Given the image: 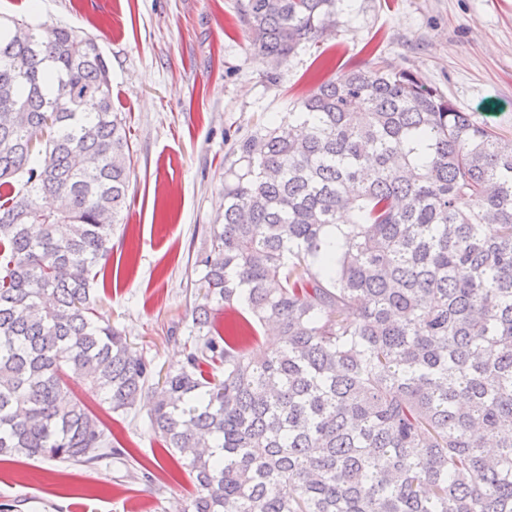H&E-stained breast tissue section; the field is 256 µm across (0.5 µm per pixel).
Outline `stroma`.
<instances>
[{
	"instance_id": "stroma-1",
	"label": "stroma",
	"mask_w": 512,
	"mask_h": 512,
	"mask_svg": "<svg viewBox=\"0 0 512 512\" xmlns=\"http://www.w3.org/2000/svg\"><path fill=\"white\" fill-rule=\"evenodd\" d=\"M62 24L93 38L123 113L131 179L112 254L94 285L98 313L154 369L183 359L200 271L224 215L238 141L294 121L317 86L387 65L438 87L473 119L512 138V0H336L326 36L278 62L254 48L241 0H0V16ZM75 391L122 458L91 467L0 459L6 512H184L192 478L148 426L149 400L109 412Z\"/></svg>"
}]
</instances>
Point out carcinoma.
Returning a JSON list of instances; mask_svg holds the SVG:
<instances>
[{
	"label": "carcinoma",
	"instance_id": "obj_1",
	"mask_svg": "<svg viewBox=\"0 0 512 512\" xmlns=\"http://www.w3.org/2000/svg\"><path fill=\"white\" fill-rule=\"evenodd\" d=\"M333 2L242 11L276 61ZM16 23L0 17V456L93 465L121 452L70 382L124 413L153 377L91 295L126 122L94 39ZM297 118L238 143L184 360L152 392L187 512H512V140L386 67L321 83ZM234 302L268 350L215 333Z\"/></svg>",
	"mask_w": 512,
	"mask_h": 512
}]
</instances>
